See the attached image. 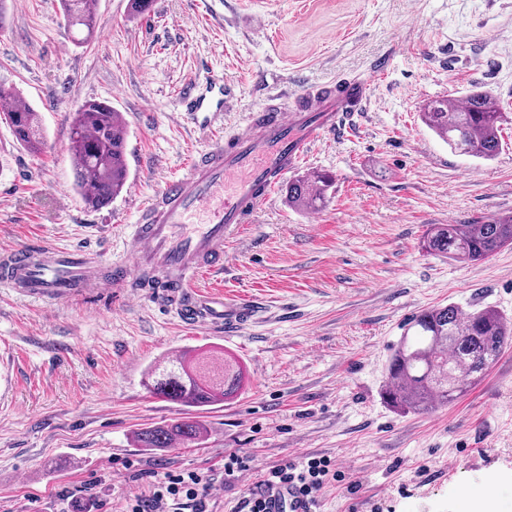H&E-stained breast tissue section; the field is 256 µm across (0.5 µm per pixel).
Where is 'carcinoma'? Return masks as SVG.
Here are the masks:
<instances>
[{
  "label": "carcinoma",
  "instance_id": "obj_1",
  "mask_svg": "<svg viewBox=\"0 0 512 512\" xmlns=\"http://www.w3.org/2000/svg\"><path fill=\"white\" fill-rule=\"evenodd\" d=\"M67 25L83 33L79 45L95 32L97 0H61ZM467 107L446 99L428 102L423 123L456 153L490 160L501 146V111L488 90L477 87ZM16 141L32 153L41 151L43 129L38 112L27 104L7 112ZM127 130L120 113L103 101H86L73 110L70 157L75 189L86 206L99 208L120 195L129 180ZM332 175L317 171L288 183V202L317 209L333 187ZM512 246V214L470 224H433L422 248L459 262H478ZM512 344V319L492 308L462 312L455 305L423 310L405 324L387 366L386 402L402 412L424 413L445 407L479 381ZM149 392L182 407L204 410L224 402L242 386L241 364L215 349L184 350L146 369ZM204 424L194 416L176 417L136 432L141 448L200 444Z\"/></svg>",
  "mask_w": 512,
  "mask_h": 512
}]
</instances>
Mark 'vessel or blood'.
<instances>
[{
    "label": "vessel or blood",
    "instance_id": "vessel-or-blood-1",
    "mask_svg": "<svg viewBox=\"0 0 512 512\" xmlns=\"http://www.w3.org/2000/svg\"><path fill=\"white\" fill-rule=\"evenodd\" d=\"M371 83L365 79L300 90L289 107L250 113L232 139L200 150L187 171L167 180L139 207L128 255L104 270L97 251L46 246L31 241L0 254V283L22 296L57 302L112 295L151 299L188 327L233 332L251 319L247 303L206 293L196 282L229 260L225 240L266 203L312 144L334 132L345 114L360 111ZM224 80L210 74L188 85L186 112L218 111ZM267 512H316L313 502L291 486L265 492Z\"/></svg>",
    "mask_w": 512,
    "mask_h": 512
}]
</instances>
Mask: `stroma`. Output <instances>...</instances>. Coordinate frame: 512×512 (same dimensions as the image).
Returning a JSON list of instances; mask_svg holds the SVG:
<instances>
[{
	"label": "stroma",
	"instance_id": "35a3bbf8",
	"mask_svg": "<svg viewBox=\"0 0 512 512\" xmlns=\"http://www.w3.org/2000/svg\"><path fill=\"white\" fill-rule=\"evenodd\" d=\"M75 45L60 0H12L0 29V89L36 109L44 146L20 147L0 115V253L37 238L125 256L138 205L197 150L233 136L274 94L367 78L361 111L315 143L298 174L332 173L318 213L284 189L225 241L207 291L258 306L228 336L183 326L147 301L46 304L0 286V512H126L155 476L194 471L206 512H233L268 468L325 455L344 472L316 512H512V345L448 406L401 413L384 396L407 321L455 305L512 315V248L475 263L422 250L433 224L512 212V123L489 161L452 153L422 122L429 101L490 89L512 113V0H98ZM391 66L375 68L383 58ZM214 71L229 95L208 127L184 86ZM104 101L127 127L128 188L91 210L73 189L71 113ZM222 348L247 370L232 399L200 411L203 444L137 447L139 429L184 416L144 386L150 363ZM250 472L224 473L225 455Z\"/></svg>",
	"mask_w": 512,
	"mask_h": 512
}]
</instances>
